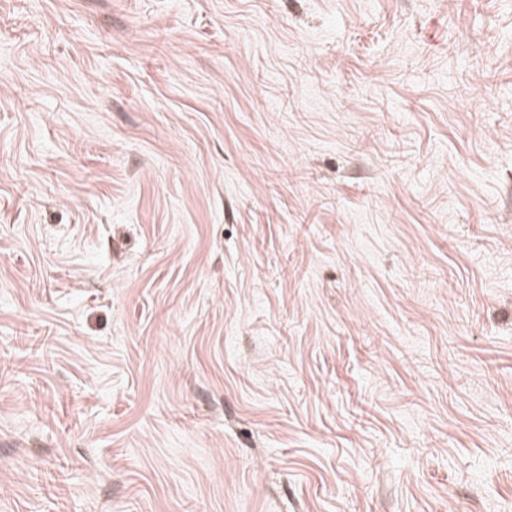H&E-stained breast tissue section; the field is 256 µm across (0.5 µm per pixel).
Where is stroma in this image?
I'll list each match as a JSON object with an SVG mask.
<instances>
[{"instance_id": "1", "label": "stroma", "mask_w": 512, "mask_h": 512, "mask_svg": "<svg viewBox=\"0 0 512 512\" xmlns=\"http://www.w3.org/2000/svg\"><path fill=\"white\" fill-rule=\"evenodd\" d=\"M0 512H512V0H0Z\"/></svg>"}]
</instances>
